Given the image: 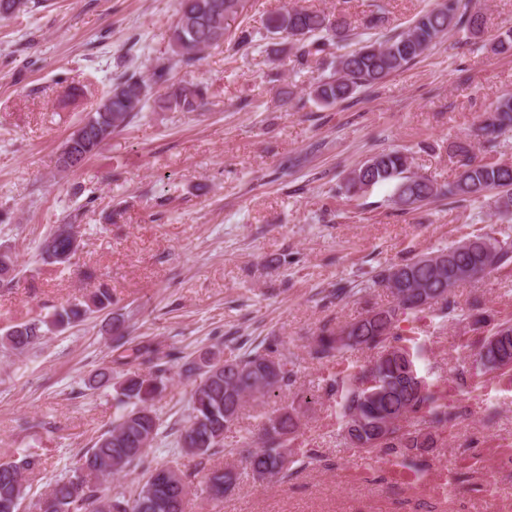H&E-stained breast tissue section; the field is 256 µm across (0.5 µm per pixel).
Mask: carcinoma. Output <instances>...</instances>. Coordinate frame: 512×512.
Segmentation results:
<instances>
[{
  "instance_id": "obj_1",
  "label": "carcinoma",
  "mask_w": 512,
  "mask_h": 512,
  "mask_svg": "<svg viewBox=\"0 0 512 512\" xmlns=\"http://www.w3.org/2000/svg\"><path fill=\"white\" fill-rule=\"evenodd\" d=\"M460 0H438L422 10L406 30L384 41L367 40L355 49L338 54L332 72L314 85L311 96L330 106L370 88L424 55L448 33L458 29L470 37L483 32L480 12H458ZM249 0H176V19L170 29V49L177 61L189 64L207 48L233 37L245 47L254 42L253 32L240 28L231 33V22L248 11ZM267 33L291 45L293 62L302 66L310 57L330 48L341 47L348 40L350 24L338 13L334 18L301 6L271 13L265 21ZM112 102L97 107L84 120L88 134L76 149L80 160L98 153L104 142L125 128L148 103L161 111L197 112L208 99V87L202 83L177 81L171 67L156 66L148 77L124 75L112 85ZM512 131V94H505L485 112L475 136L496 146ZM461 168L458 178L438 184L411 170L409 157L391 150L370 156L372 167L360 165L346 179L344 190L357 195L354 186H387L389 199L409 209L419 208L439 198L476 200L491 190H499V207H512V165L506 162L482 163L472 156L468 146L452 144ZM53 250L41 249L43 259L56 265L70 263L75 252L71 238L58 231L49 234ZM512 265V243L489 233L476 234L464 243L451 245L436 256L418 255L400 263L382 267L374 283L385 288L396 277L402 278L400 295L392 305L379 307L339 329L323 328L309 346V357L323 361L336 358L350 348H375L383 353L361 371L348 375V386L341 405L340 419L345 439L356 448L392 452L414 475L426 468L424 453L434 447L432 430L456 419V412L442 401V396L420 374L417 358L396 329L399 322L431 307L420 302L421 291L429 290L434 303L443 304L442 314L454 311L448 281L456 285L483 277ZM15 262L7 252H0V286L14 281ZM112 306V291L100 285L84 302L57 309L51 318H32L11 326L0 335V346L22 354L33 349L50 333L65 330L87 316ZM512 324L491 326L475 345V361L486 372L501 375L512 371ZM117 356V381L113 383L115 418L112 427L102 433L82 455L80 478L58 479L33 503L38 512H186L189 484L187 475L172 466L149 467L136 490L117 491L103 507L97 479L120 473L143 463V447H153L161 434L159 418L151 403L163 392L167 368L154 362V350L134 344L124 326L111 327ZM292 356L272 346H256L241 356L226 360L218 351L186 359L183 372L195 377L191 413L187 425L177 429L178 443L195 436V447L182 452L197 461L204 472L205 491L210 501L218 503L235 485L237 473L229 467L210 468L212 457L224 445V433L232 426L227 414L240 416L250 401L276 397L295 382ZM428 418V426L411 427L416 417ZM298 419L283 409L270 416L258 433L238 449L246 469L264 466L274 479L288 476L282 450L293 447L298 434ZM39 466L38 456L28 453L21 458L0 462V512H19L25 500L24 473Z\"/></svg>"
}]
</instances>
